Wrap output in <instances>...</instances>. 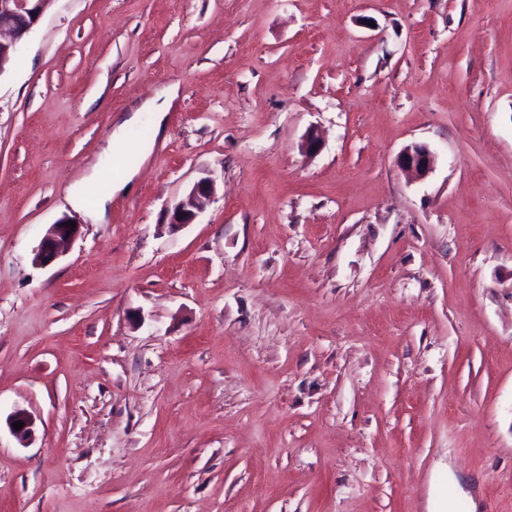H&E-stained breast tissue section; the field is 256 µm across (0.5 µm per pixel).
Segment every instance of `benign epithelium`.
I'll return each mask as SVG.
<instances>
[{
    "instance_id": "benign-epithelium-1",
    "label": "benign epithelium",
    "mask_w": 512,
    "mask_h": 512,
    "mask_svg": "<svg viewBox=\"0 0 512 512\" xmlns=\"http://www.w3.org/2000/svg\"><path fill=\"white\" fill-rule=\"evenodd\" d=\"M53 0H0V75L5 72V64L11 56H18L29 32L40 22ZM434 156L425 144L407 146L398 157V166L416 178H422L431 170ZM216 193L213 179L201 177L189 188L188 201L179 202L171 209L168 226L179 230L198 216L202 206ZM69 219L61 218L50 225L34 250L33 261L37 265L48 266L63 255L64 246L75 241L79 228L67 226ZM24 423L20 430L12 434L23 445L33 440L34 422L24 412H16L9 423Z\"/></svg>"
}]
</instances>
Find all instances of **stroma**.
Returning <instances> with one entry per match:
<instances>
[{
	"label": "stroma",
	"instance_id": "obj_1",
	"mask_svg": "<svg viewBox=\"0 0 512 512\" xmlns=\"http://www.w3.org/2000/svg\"><path fill=\"white\" fill-rule=\"evenodd\" d=\"M0 512H512V0H54L0 76ZM434 156L425 144L407 146L398 157V166L415 178H423L431 170ZM216 193L213 179L201 177L189 188L188 201L178 202L171 209L168 226L172 231L179 230L192 224L198 216L202 206L210 201ZM71 222L67 218H61L54 224H50L34 251L33 261L37 265L48 266L53 264L63 255L64 246L75 241L79 236V225L75 228L66 226Z\"/></svg>",
	"mask_w": 512,
	"mask_h": 512
}]
</instances>
